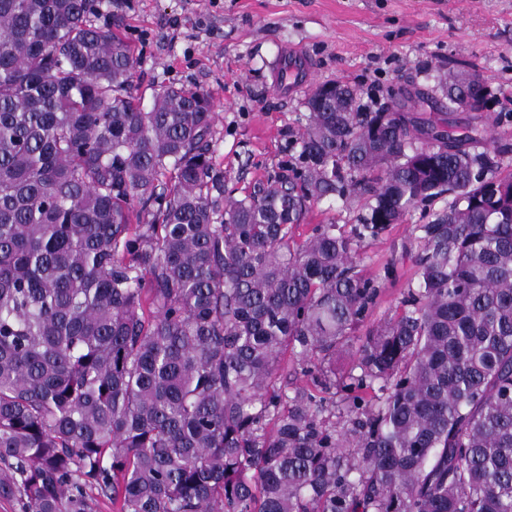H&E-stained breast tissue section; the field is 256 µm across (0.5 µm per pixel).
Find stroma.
Wrapping results in <instances>:
<instances>
[{"instance_id": "1", "label": "stroma", "mask_w": 512, "mask_h": 512, "mask_svg": "<svg viewBox=\"0 0 512 512\" xmlns=\"http://www.w3.org/2000/svg\"><path fill=\"white\" fill-rule=\"evenodd\" d=\"M111 14L135 49L143 106L171 84L213 95V162L240 189L288 159L307 112V91L289 94L279 81L284 45L300 47L314 84L339 81L381 99L400 85L432 88L451 68L478 70L494 99L481 123L512 145V0H112ZM360 209L356 199L316 204L296 237L327 222L350 226ZM415 250L410 222L362 247L369 272L396 264L375 319L396 312Z\"/></svg>"}]
</instances>
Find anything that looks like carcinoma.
<instances>
[{
  "label": "carcinoma",
  "mask_w": 512,
  "mask_h": 512,
  "mask_svg": "<svg viewBox=\"0 0 512 512\" xmlns=\"http://www.w3.org/2000/svg\"><path fill=\"white\" fill-rule=\"evenodd\" d=\"M101 7L0 0V499L512 512V148L317 86L292 160L228 196L211 95L144 108ZM437 87L490 107L478 71ZM352 197L349 230L296 240ZM417 209L414 277L375 322L391 268L361 247ZM286 353L313 386L277 385ZM360 210L361 202L358 199H351L345 204L325 201L315 204L295 230L296 239H305L316 224L335 222L344 229H348Z\"/></svg>",
  "instance_id": "carcinoma-1"
}]
</instances>
